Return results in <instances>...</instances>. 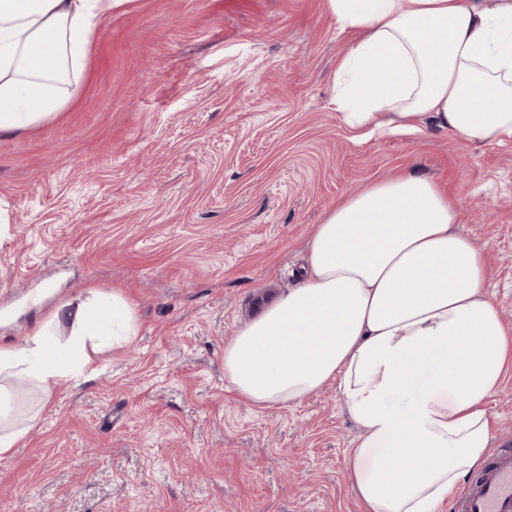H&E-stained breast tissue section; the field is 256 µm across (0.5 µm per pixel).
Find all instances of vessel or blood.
<instances>
[{
    "mask_svg": "<svg viewBox=\"0 0 512 512\" xmlns=\"http://www.w3.org/2000/svg\"><path fill=\"white\" fill-rule=\"evenodd\" d=\"M454 512H512V451L492 454L468 487L458 494Z\"/></svg>",
    "mask_w": 512,
    "mask_h": 512,
    "instance_id": "vessel-or-blood-1",
    "label": "vessel or blood"
}]
</instances>
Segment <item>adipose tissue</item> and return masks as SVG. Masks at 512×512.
Here are the masks:
<instances>
[{"mask_svg":"<svg viewBox=\"0 0 512 512\" xmlns=\"http://www.w3.org/2000/svg\"><path fill=\"white\" fill-rule=\"evenodd\" d=\"M124 0H0V133L64 111L102 17ZM358 38L341 58L344 122L360 135L440 129L512 142V0H326ZM429 176L367 185L315 225L300 280L224 349L235 395L264 409L337 384L359 429L347 457L364 512H437L485 463L486 405L512 366V327L486 288L483 250ZM90 300L59 307L73 331L36 327L0 348V457L27 429L10 419L11 381L51 386L110 342Z\"/></svg>","mask_w":512,"mask_h":512,"instance_id":"1","label":"adipose tissue"}]
</instances>
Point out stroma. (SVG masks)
<instances>
[{"mask_svg":"<svg viewBox=\"0 0 512 512\" xmlns=\"http://www.w3.org/2000/svg\"><path fill=\"white\" fill-rule=\"evenodd\" d=\"M355 35L325 0H127L65 112L0 134V347L90 294L133 310L93 371L15 392L0 512H362L337 385L259 409L224 377L258 300L295 285L315 224L414 169L444 184L512 325V143L358 136L332 75ZM512 448V368L487 405Z\"/></svg>","mask_w":512,"mask_h":512,"instance_id":"stroma-1","label":"stroma"}]
</instances>
